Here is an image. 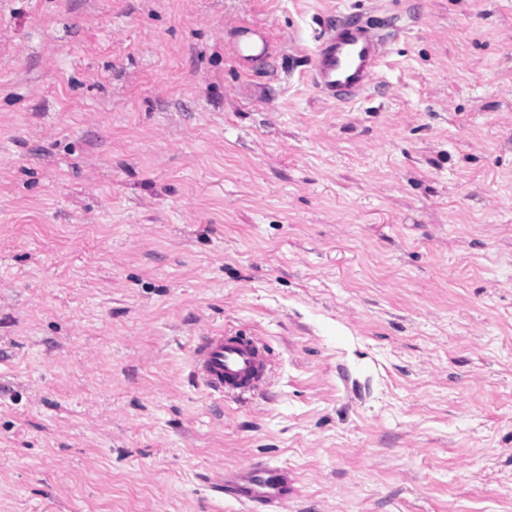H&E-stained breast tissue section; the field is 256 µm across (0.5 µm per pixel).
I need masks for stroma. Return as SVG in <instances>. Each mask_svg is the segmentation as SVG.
<instances>
[{
    "label": "stroma",
    "mask_w": 512,
    "mask_h": 512,
    "mask_svg": "<svg viewBox=\"0 0 512 512\" xmlns=\"http://www.w3.org/2000/svg\"><path fill=\"white\" fill-rule=\"evenodd\" d=\"M255 460L283 512H512V0H0V512H249ZM235 51L245 59L266 58L270 55L271 49L263 38H255L250 28L244 27L239 32ZM380 53L362 28L331 30L316 51L314 82L338 96H350L370 83ZM269 352L254 336H197L191 349L193 377L220 399L253 396L267 380ZM218 491L254 507L275 510L297 493V480L288 468L267 461H251L227 469Z\"/></svg>",
    "instance_id": "1"
}]
</instances>
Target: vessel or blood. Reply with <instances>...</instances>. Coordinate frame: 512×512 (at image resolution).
Returning a JSON list of instances; mask_svg holds the SVG:
<instances>
[{
  "mask_svg": "<svg viewBox=\"0 0 512 512\" xmlns=\"http://www.w3.org/2000/svg\"><path fill=\"white\" fill-rule=\"evenodd\" d=\"M243 58H265L271 49L250 28H242L235 48ZM380 50L363 29L329 31L316 51L314 82L345 97L368 85L374 75ZM269 352L258 339L218 331L196 337L191 349L193 377L214 396L243 399L255 394L267 380ZM224 495L276 512L293 498L297 480L286 467L267 461H252L226 470L219 486Z\"/></svg>",
  "mask_w": 512,
  "mask_h": 512,
  "instance_id": "b4317fda",
  "label": "vessel or blood"
}]
</instances>
